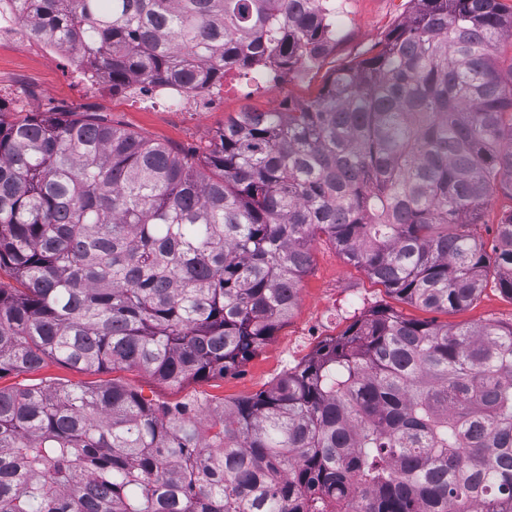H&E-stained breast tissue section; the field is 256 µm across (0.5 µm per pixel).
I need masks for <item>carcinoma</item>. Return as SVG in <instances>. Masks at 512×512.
Masks as SVG:
<instances>
[{
    "instance_id": "cac0c4a2",
    "label": "carcinoma",
    "mask_w": 512,
    "mask_h": 512,
    "mask_svg": "<svg viewBox=\"0 0 512 512\" xmlns=\"http://www.w3.org/2000/svg\"><path fill=\"white\" fill-rule=\"evenodd\" d=\"M36 38L119 89H203L332 37L318 0H26ZM309 103L245 111L200 157L89 112L0 104V374L54 359L180 384L292 315L326 236L399 299H512V4L410 0ZM512 512V322L379 308L256 396L174 406L123 385L0 387V512ZM511 205V201L501 194L494 196L484 210L483 224H473L471 226L472 233L485 242L488 251L491 250V247L496 243L497 224L503 213L507 211Z\"/></svg>"
}]
</instances>
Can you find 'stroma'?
<instances>
[{"mask_svg": "<svg viewBox=\"0 0 512 512\" xmlns=\"http://www.w3.org/2000/svg\"><path fill=\"white\" fill-rule=\"evenodd\" d=\"M409 11V0H350V13L339 23L340 37L327 45L314 65L289 71L287 83L260 93L227 91L200 112H171L120 92L88 90L78 83L66 52L46 47L35 51L18 42L0 45V98L23 113L56 108L95 112L148 141L184 154L205 148L225 122L238 113L278 110L290 103L314 100L331 73L376 52ZM311 253L312 263L299 284L298 301L291 317L234 371L172 385L136 368L79 371L49 359L39 369L1 375L0 387H94L116 382L137 390L146 399L171 406L184 402L202 406L219 401L231 403L268 389L321 343L338 336L377 306L387 307L406 319L451 326L512 322V299L501 294L495 285H487L465 309L448 313L429 311L388 293L364 270L341 259L326 238L314 240Z\"/></svg>", "mask_w": 512, "mask_h": 512, "instance_id": "stroma-1", "label": "stroma"}]
</instances>
